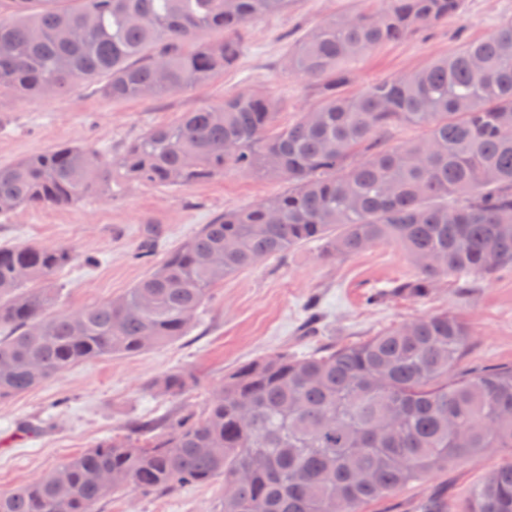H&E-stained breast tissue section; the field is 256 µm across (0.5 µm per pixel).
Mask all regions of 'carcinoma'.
<instances>
[{
    "label": "carcinoma",
    "instance_id": "carcinoma-1",
    "mask_svg": "<svg viewBox=\"0 0 512 512\" xmlns=\"http://www.w3.org/2000/svg\"><path fill=\"white\" fill-rule=\"evenodd\" d=\"M291 0H0V94L52 97L105 78L114 101L169 96L233 65L241 33ZM463 0H384L296 43L285 68L322 102L273 131L269 97L245 90L148 129L114 164L89 146L0 166V214L112 196V167L150 185L190 186L235 168L281 176L288 191L219 216L118 298L56 312L43 288L67 247H0V398L67 368L171 343L224 278L299 245L329 257L379 245L417 267L394 291L415 300L448 276L512 267V19L410 75L340 88L347 60L443 20ZM221 29L224 41L200 44ZM396 125L424 135L381 142ZM471 334L446 312L307 357L284 354L224 375L199 410L157 431L103 442L0 494V512H94L106 494L224 482L218 512H364L363 505L460 461L512 455V365L460 368ZM194 383H154L171 399ZM107 474L110 482H101ZM462 512H512V460Z\"/></svg>",
    "mask_w": 512,
    "mask_h": 512
}]
</instances>
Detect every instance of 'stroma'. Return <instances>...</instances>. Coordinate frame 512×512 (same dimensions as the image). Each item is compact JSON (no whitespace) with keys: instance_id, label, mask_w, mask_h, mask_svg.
Returning a JSON list of instances; mask_svg holds the SVG:
<instances>
[{"instance_id":"stroma-1","label":"stroma","mask_w":512,"mask_h":512,"mask_svg":"<svg viewBox=\"0 0 512 512\" xmlns=\"http://www.w3.org/2000/svg\"><path fill=\"white\" fill-rule=\"evenodd\" d=\"M381 0H291L287 9L250 21L235 65L211 81L161 99L119 100L88 81L55 97L0 96V166L57 145L90 146L107 159L156 125L250 89L269 96L277 127L295 121L320 100L318 89L285 69L294 42L324 22L379 8ZM512 18V0H464L448 20L383 44L343 63L349 96L370 84L416 72L466 43L487 38ZM287 180L235 169L187 187L123 184L113 197L92 194L61 207H21L0 216V247L65 246L76 258L52 278L57 311L72 312L121 296L151 266L224 212L281 193ZM417 270L401 249L376 246L350 256L325 257L320 244L298 247L225 278L213 288L187 336L136 355L76 364L20 394L0 399V493L29 482L132 426L181 405L201 407L213 385L235 366L285 353L350 345L400 323L449 312L471 328L465 365L512 364V270L489 277L442 279L428 298L392 293ZM319 322L302 330L307 304ZM173 371L192 373L184 400L166 398L153 381ZM449 467L372 502L365 512H419L421 502L447 503L460 512L468 491L492 467L511 459ZM221 481L143 494L104 496L95 512H215Z\"/></svg>"}]
</instances>
